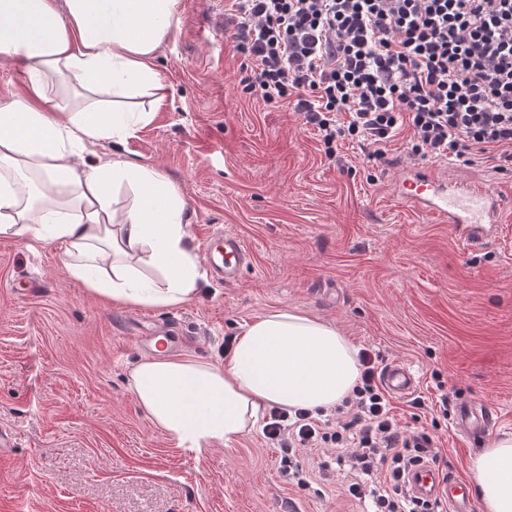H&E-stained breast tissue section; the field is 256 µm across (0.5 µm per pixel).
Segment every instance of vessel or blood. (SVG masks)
Instances as JSON below:
<instances>
[{
	"mask_svg": "<svg viewBox=\"0 0 512 512\" xmlns=\"http://www.w3.org/2000/svg\"><path fill=\"white\" fill-rule=\"evenodd\" d=\"M400 193L413 207L434 216L440 223L452 227L466 226V242L479 241L485 225L495 223L499 203L494 193L476 182L462 181L443 186L436 172L403 181ZM210 270L219 279L230 282L237 278L240 267L248 260L247 251L235 235H208L203 241ZM385 389L396 398L413 394L419 385L414 368L404 362L390 364L382 373ZM495 423V415L487 405L467 402L456 412V428L469 439L487 434ZM415 494L441 499L448 512H473V496L469 484L462 478L444 476L430 464L419 466L411 476Z\"/></svg>",
	"mask_w": 512,
	"mask_h": 512,
	"instance_id": "obj_1",
	"label": "vessel or blood"
}]
</instances>
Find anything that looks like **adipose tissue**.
<instances>
[{"label":"adipose tissue","mask_w":512,"mask_h":512,"mask_svg":"<svg viewBox=\"0 0 512 512\" xmlns=\"http://www.w3.org/2000/svg\"><path fill=\"white\" fill-rule=\"evenodd\" d=\"M178 21V0H0V59L28 74L23 96L0 100V238L58 246L73 279L123 305L175 308L203 279L178 188L122 155L84 156L151 119L132 99L164 103L153 60ZM358 378L336 326L289 309L245 323L222 362L161 349L127 372L153 424L197 451L237 442L274 407L334 409ZM470 471L480 512H512V434Z\"/></svg>","instance_id":"ef3b65f1"}]
</instances>
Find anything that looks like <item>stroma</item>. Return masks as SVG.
<instances>
[{
  "label": "stroma",
  "mask_w": 512,
  "mask_h": 512,
  "mask_svg": "<svg viewBox=\"0 0 512 512\" xmlns=\"http://www.w3.org/2000/svg\"><path fill=\"white\" fill-rule=\"evenodd\" d=\"M222 0H179V24L154 67L164 105L122 145L90 152L160 169L186 202L190 245L237 236L251 254L236 282L206 276L176 309L122 306L89 294L57 247L0 239V512H366L332 491L288 486L261 430L222 448L178 446L139 407L126 374L146 357L138 337L167 332L168 351L216 363L225 337L253 317L296 309L333 323L382 364L403 361L431 404L402 423L439 443L437 468L468 477L489 440L458 434L450 410L485 401L495 434L512 433V176L489 164L447 165L500 203L485 240L462 244L448 225L398 194L409 132L370 162L344 142L328 159L285 106L243 94L240 57L218 25Z\"/></svg>",
  "instance_id": "1"
}]
</instances>
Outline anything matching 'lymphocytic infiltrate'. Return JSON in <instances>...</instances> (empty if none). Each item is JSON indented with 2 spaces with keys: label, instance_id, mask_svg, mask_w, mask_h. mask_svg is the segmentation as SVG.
<instances>
[{
  "label": "lymphocytic infiltrate",
  "instance_id": "1",
  "mask_svg": "<svg viewBox=\"0 0 512 512\" xmlns=\"http://www.w3.org/2000/svg\"><path fill=\"white\" fill-rule=\"evenodd\" d=\"M224 27L243 91L286 104L326 156L348 139L382 159L407 127L411 156L512 172V0H228ZM359 362L335 418L271 409L264 435L281 476L309 488L305 452L330 447L347 498L372 512H444L409 484L418 464L437 463L436 442L397 420L377 356L365 349Z\"/></svg>",
  "mask_w": 512,
  "mask_h": 512
}]
</instances>
